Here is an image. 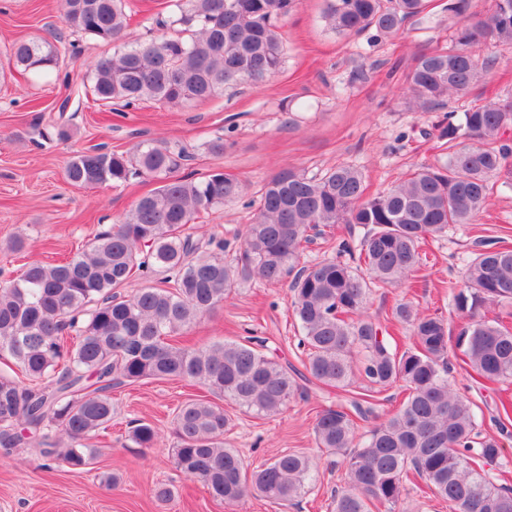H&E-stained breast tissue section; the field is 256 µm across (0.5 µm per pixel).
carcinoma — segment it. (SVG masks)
I'll list each match as a JSON object with an SVG mask.
<instances>
[{"mask_svg":"<svg viewBox=\"0 0 512 512\" xmlns=\"http://www.w3.org/2000/svg\"><path fill=\"white\" fill-rule=\"evenodd\" d=\"M295 6L296 0H169L168 25L176 34L127 44L125 0H61L67 28L114 44L112 56L94 65L89 92L93 102L123 111L143 102H203L275 75L283 62L279 23ZM427 8V0H326L323 17L340 36L373 29L393 37ZM446 10L460 17L452 46L418 53L408 73L409 104L419 112H437L479 84L490 66L476 55L479 44L512 48V0H494L484 14L475 0H448ZM59 42L57 35L16 42L8 65L38 78L57 75ZM434 129L443 157L375 195L366 194L362 172L349 164L312 176L283 168L248 198L244 185L220 170L197 180L180 175L187 155L166 143L74 155L65 167L74 185H120L142 174L157 187L86 249L58 263H29L0 287V357L17 369L0 374V448H33L43 468L90 466V440L112 422V389L146 379L199 384L254 417L282 413L300 388L297 370L269 355L266 340L192 347L181 338L236 285L287 280L310 378L336 388L356 376L367 383L368 394L352 409L332 403L313 424L317 448L346 466L347 487L334 497L333 512H395L412 473L454 512H512V489L484 471L501 459L499 441L475 432L471 403L449 378L444 321L396 303L393 319L412 336L401 352L365 314L368 284L404 285L427 238L473 223L494 181L512 185L511 99L471 103L459 122L448 116ZM244 197L252 222L239 236L238 256L227 262V243L202 242L192 224ZM334 224L364 233L339 243L333 257L300 264L303 244L322 234L319 226ZM150 275L158 281L122 292L133 277ZM456 300L467 319L456 338L464 362L484 380L512 379V328L480 313L512 301V249L478 250ZM394 386L404 393L399 407L359 432L358 421L374 414L373 394ZM231 422L228 410L207 399L178 406L171 420L176 467L228 503L260 496L286 506L308 491V455L281 454L251 472L224 447ZM158 437L147 422L128 434L141 448L154 447Z\"/></svg>","mask_w":512,"mask_h":512,"instance_id":"carcinoma-1","label":"carcinoma"}]
</instances>
